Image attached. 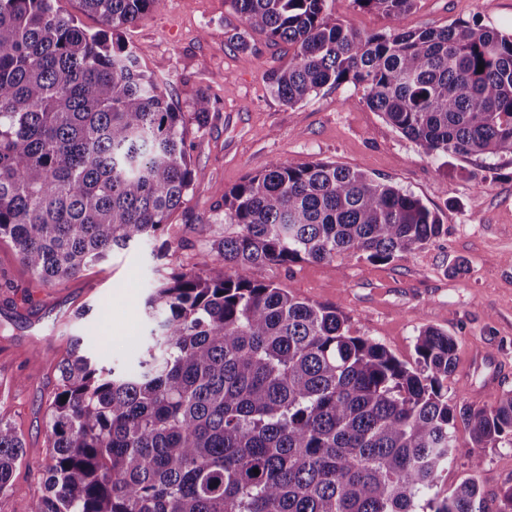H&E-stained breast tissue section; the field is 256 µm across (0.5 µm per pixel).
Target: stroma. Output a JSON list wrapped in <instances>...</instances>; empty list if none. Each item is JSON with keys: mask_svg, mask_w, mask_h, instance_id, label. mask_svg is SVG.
I'll return each mask as SVG.
<instances>
[{"mask_svg": "<svg viewBox=\"0 0 512 512\" xmlns=\"http://www.w3.org/2000/svg\"><path fill=\"white\" fill-rule=\"evenodd\" d=\"M459 20L510 32L512 0H417L399 26L441 28ZM121 37L177 108L191 111L203 90L216 110L191 137L194 185L163 238L113 251L51 286L36 280L10 241L0 239V421L26 446L11 488L0 495V512H29L44 491L46 411L71 339L87 337L102 365L132 364L149 332L151 288L171 272L211 264L212 245L224 236L225 191L277 161H330L365 171L420 198L441 215L447 232L389 263L305 261L263 269L260 278L338 308L353 334L375 339L410 365L422 327L447 331L458 342L448 378V396L458 404L488 407L512 392V155L427 157L351 84L284 105L269 93L265 74L287 63L291 49L246 34L229 0H157ZM481 455L474 473L467 449H460L441 487L475 477L490 512H501L512 488V447L485 448Z\"/></svg>", "mask_w": 512, "mask_h": 512, "instance_id": "stroma-1", "label": "stroma"}]
</instances>
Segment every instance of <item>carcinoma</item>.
<instances>
[{
  "label": "carcinoma",
  "instance_id": "1",
  "mask_svg": "<svg viewBox=\"0 0 512 512\" xmlns=\"http://www.w3.org/2000/svg\"><path fill=\"white\" fill-rule=\"evenodd\" d=\"M56 2L0 0V238L44 283L165 233L194 183L190 130L213 109L203 91L177 109L121 39L155 0H79L96 32ZM231 3L246 31L293 47L265 75L284 104L352 83L428 157L512 155V33L464 20L361 33L329 0ZM351 3L396 23L416 0ZM224 223L235 231L207 269L173 272L147 298L136 365L106 368L71 340L30 512H485L474 478L439 485L460 446L473 472L476 449L512 446V393L451 404L447 332L422 328L410 367L336 308L258 277L389 262L439 240L440 215L361 170L277 161L224 193ZM24 455L0 421V494Z\"/></svg>",
  "mask_w": 512,
  "mask_h": 512
}]
</instances>
